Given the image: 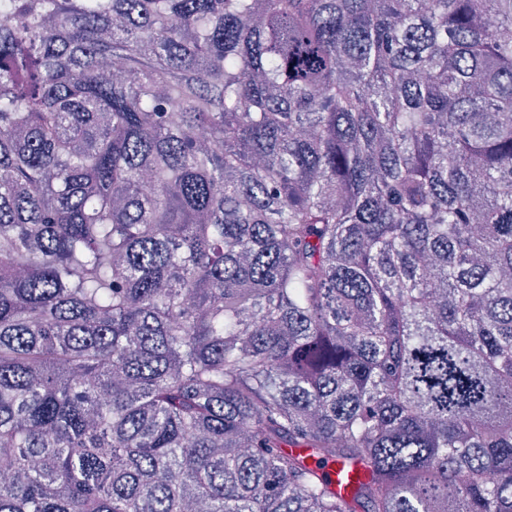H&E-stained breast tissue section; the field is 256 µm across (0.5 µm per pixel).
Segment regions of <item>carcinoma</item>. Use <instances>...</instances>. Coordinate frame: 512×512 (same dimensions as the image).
<instances>
[{
	"mask_svg": "<svg viewBox=\"0 0 512 512\" xmlns=\"http://www.w3.org/2000/svg\"><path fill=\"white\" fill-rule=\"evenodd\" d=\"M0 15V512H512V0Z\"/></svg>",
	"mask_w": 512,
	"mask_h": 512,
	"instance_id": "cac0c4a2",
	"label": "carcinoma"
}]
</instances>
